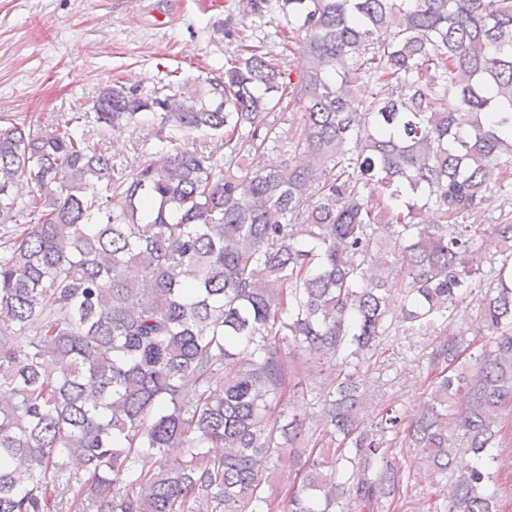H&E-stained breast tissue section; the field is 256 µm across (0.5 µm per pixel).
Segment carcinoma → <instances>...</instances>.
<instances>
[{"label": "carcinoma", "instance_id": "carcinoma-1", "mask_svg": "<svg viewBox=\"0 0 512 512\" xmlns=\"http://www.w3.org/2000/svg\"><path fill=\"white\" fill-rule=\"evenodd\" d=\"M275 3L308 59L297 81L243 35L247 56L203 89L116 81L94 102L105 128L151 113L161 141L206 132L230 147L222 166L180 148L115 164L68 121L0 127V512H58L74 482L82 512H384L414 479L390 433L455 474L428 512H498L512 223L477 214L490 169L512 170V0H249ZM287 87L293 159L240 170L241 148L280 140L267 114ZM486 264L485 343L449 334L418 415L367 422L357 360L466 301ZM312 363L324 393L301 380ZM287 387L323 399L319 452L275 502L273 434L291 448L306 427L276 411Z\"/></svg>", "mask_w": 512, "mask_h": 512}]
</instances>
